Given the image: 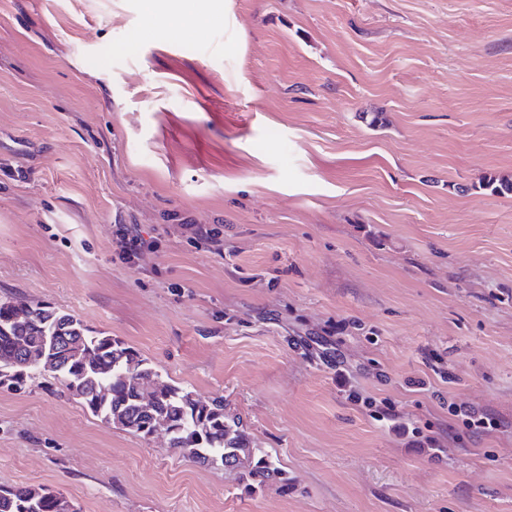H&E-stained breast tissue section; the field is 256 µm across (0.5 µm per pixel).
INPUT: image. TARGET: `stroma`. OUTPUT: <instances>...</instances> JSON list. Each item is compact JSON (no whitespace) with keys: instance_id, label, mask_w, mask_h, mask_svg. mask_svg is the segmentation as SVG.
<instances>
[{"instance_id":"35a3bbf8","label":"stroma","mask_w":512,"mask_h":512,"mask_svg":"<svg viewBox=\"0 0 512 512\" xmlns=\"http://www.w3.org/2000/svg\"><path fill=\"white\" fill-rule=\"evenodd\" d=\"M175 7L0 0V299L223 397L283 476L246 490L38 369L0 386V488L79 512H512V193L487 184L512 177V0ZM118 224L153 249L122 261ZM449 412L458 419H461L467 429L489 431L498 429L501 426V421L495 416L470 408L467 405H451Z\"/></svg>"}]
</instances>
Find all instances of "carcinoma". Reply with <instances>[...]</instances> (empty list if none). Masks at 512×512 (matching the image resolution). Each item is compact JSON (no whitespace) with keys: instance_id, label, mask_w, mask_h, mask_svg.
<instances>
[{"instance_id":"1","label":"carcinoma","mask_w":512,"mask_h":512,"mask_svg":"<svg viewBox=\"0 0 512 512\" xmlns=\"http://www.w3.org/2000/svg\"><path fill=\"white\" fill-rule=\"evenodd\" d=\"M31 350L43 352L69 391L102 422L144 437L164 423L169 444L202 465L246 467L248 485L261 486L277 468L269 455L251 445L240 417L229 413L224 398L204 402L192 392L162 380L145 359L124 342L93 334L81 320L43 304L0 300V385L22 388L35 364ZM150 387L154 405L139 402ZM0 512H76L62 493L45 486L0 488Z\"/></svg>"}]
</instances>
